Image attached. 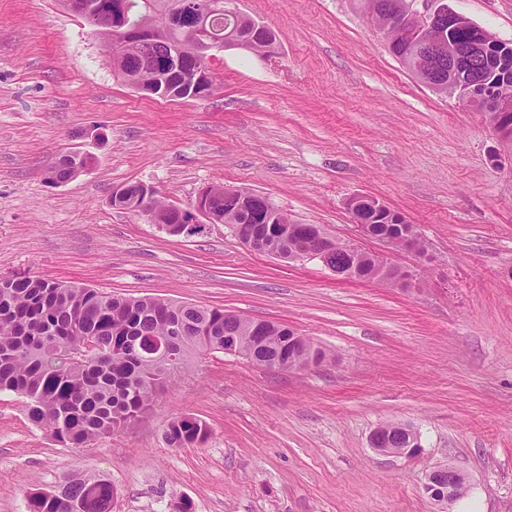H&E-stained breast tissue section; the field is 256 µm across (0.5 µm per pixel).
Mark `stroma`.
I'll return each instance as SVG.
<instances>
[{
  "instance_id": "35a3bbf8",
  "label": "stroma",
  "mask_w": 512,
  "mask_h": 512,
  "mask_svg": "<svg viewBox=\"0 0 512 512\" xmlns=\"http://www.w3.org/2000/svg\"><path fill=\"white\" fill-rule=\"evenodd\" d=\"M512 43V0H448ZM271 55L217 52L197 99L131 88L92 27L59 0H0V278L25 274L282 322L326 350L282 371L215 352L176 375L146 416L67 448L0 393V512H28L64 475L107 477L112 512H512V145L467 100L431 90L389 51L362 0H241ZM74 153L83 172L50 182ZM140 183L191 209L224 184L415 271L413 288L285 263L224 224L173 237L113 207ZM366 194L400 211L416 256L358 235ZM193 415L204 443L170 447ZM386 423L413 457L374 451ZM468 478L449 505L431 470ZM208 426L191 416H182L171 422L166 429V440L175 448H184L203 442L208 434ZM437 471H447L448 474H441L442 480L448 479V484L440 482L436 477ZM425 490L430 498L435 501L453 503L464 498L468 492V482L465 475L455 467L448 464L432 470L426 478Z\"/></svg>"
}]
</instances>
